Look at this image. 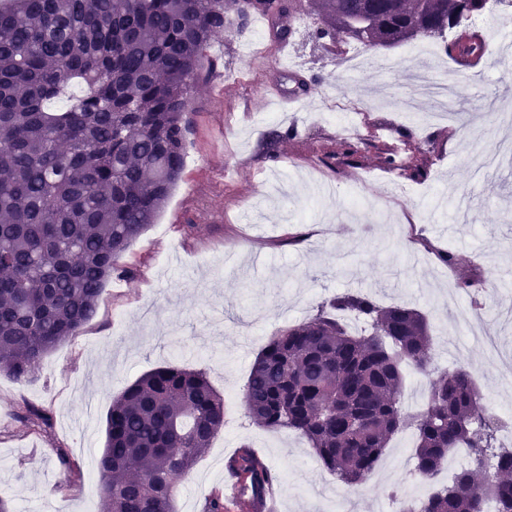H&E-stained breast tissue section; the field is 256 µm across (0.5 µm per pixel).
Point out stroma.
Segmentation results:
<instances>
[{
    "instance_id": "stroma-1",
    "label": "stroma",
    "mask_w": 512,
    "mask_h": 512,
    "mask_svg": "<svg viewBox=\"0 0 512 512\" xmlns=\"http://www.w3.org/2000/svg\"><path fill=\"white\" fill-rule=\"evenodd\" d=\"M303 19L292 43L306 99L286 101L294 82L280 55L246 54L257 27L232 20L191 96L183 178L124 255L125 275L108 282L96 317L43 358L33 383L0 372V458L8 462L0 497L14 512H85L90 496L94 512H106L95 461L112 399L163 366L204 370L224 398V426L180 481L176 512H200L204 498L224 487L226 458L244 445L276 473L280 512H388L413 456V431L395 435L367 481L352 489L298 434L259 426L245 404L250 369L270 338L348 288L423 312L436 371L464 368L484 408L512 407L498 358L477 343L459 355L448 350L458 334L448 294L472 274L494 295L464 302L480 306L476 322L494 323V338L512 354V162L478 178L470 163L474 140L490 146L512 137V120L481 106L496 99L512 109V73L494 52L512 38V13L488 0L467 22L484 54L466 63L446 55L435 66L457 85L469 126L463 138L456 124L433 119L429 99L399 109L410 89L405 68L418 59L412 42L369 51L368 65L349 74L340 62L353 40L314 42L319 18L308 8ZM346 95L369 103L357 132L369 145L354 156L341 155L347 134L339 116L325 113L328 99ZM406 139L413 144L403 153L406 170H389L380 152ZM396 186L409 192L398 204L387 200ZM443 252L455 266L440 261ZM24 401L46 410L48 426L12 418ZM60 448L82 468L76 484L67 482Z\"/></svg>"
}]
</instances>
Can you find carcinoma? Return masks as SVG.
Returning <instances> with one entry per match:
<instances>
[{"label":"carcinoma","instance_id":"1","mask_svg":"<svg viewBox=\"0 0 512 512\" xmlns=\"http://www.w3.org/2000/svg\"><path fill=\"white\" fill-rule=\"evenodd\" d=\"M486 0H317L319 42L348 35L366 50L461 28L445 52L481 54L462 22ZM225 0L0 2V371L33 380L41 360L97 314L133 242L182 179L191 92L224 34ZM352 315L364 329L351 331ZM430 324L416 309L346 290L257 355L249 416L301 434L350 487L366 482L393 435H416L414 474L434 480L457 448L472 464L399 512H481L489 492L512 512V448L467 371L430 379L425 408L402 412L403 367L428 372ZM46 423L33 405L14 410ZM224 427V399L202 370L156 368L112 400L97 460L107 512H175L178 479ZM229 465L257 498L274 474L247 445Z\"/></svg>","mask_w":512,"mask_h":512}]
</instances>
